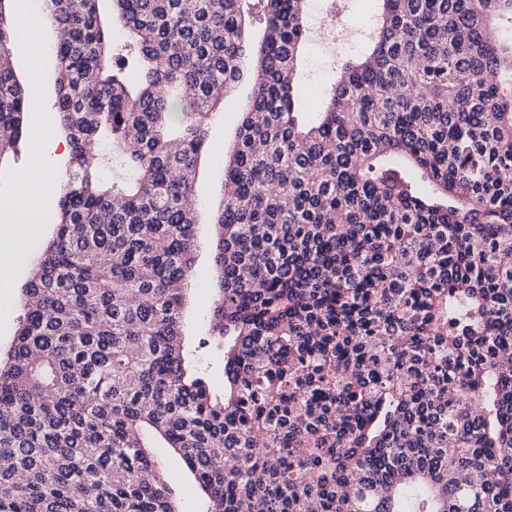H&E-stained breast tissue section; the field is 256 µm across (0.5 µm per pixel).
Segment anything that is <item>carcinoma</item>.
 Wrapping results in <instances>:
<instances>
[{
  "label": "carcinoma",
  "mask_w": 512,
  "mask_h": 512,
  "mask_svg": "<svg viewBox=\"0 0 512 512\" xmlns=\"http://www.w3.org/2000/svg\"><path fill=\"white\" fill-rule=\"evenodd\" d=\"M0 0V162L27 147ZM47 0L69 164L0 363V512H512V0H380L317 111L307 0ZM223 150L210 335L185 347L197 166ZM316 1L318 0H309L307 2V15L310 33L302 51L301 80L299 84V93L308 99H310L313 86H317L324 89L330 86L329 85L326 87H322L319 86L316 82V71L318 61L320 59H325L327 61L335 60L337 67V65L343 61L358 57L363 52L365 46L367 45L368 36L370 32V30H366V32L363 35L354 38L353 42H358L360 43L361 46L355 51L351 52L350 54L342 53L341 55L336 57L326 55L322 48L321 37L319 36L317 29L311 25L310 17L312 14L315 13L317 9L315 6V4H317ZM252 91L250 77H244L234 88L230 98L225 102L224 116L219 118L209 130V139L216 146L230 147L235 139L237 127V113L232 112L235 108H241L248 101ZM220 352V349H216L214 346L210 345V343L209 345H204L203 348H199L198 351L201 362H204L205 365H209L208 379L210 387L217 394H221L224 391L223 372L222 368L219 367L217 363V357ZM154 452L166 465L181 512H204L203 495L187 469L175 459L169 448H154Z\"/></svg>",
  "instance_id": "carcinoma-1"
}]
</instances>
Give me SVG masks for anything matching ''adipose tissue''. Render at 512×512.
Segmentation results:
<instances>
[{
    "instance_id": "ef3b65f1",
    "label": "adipose tissue",
    "mask_w": 512,
    "mask_h": 512,
    "mask_svg": "<svg viewBox=\"0 0 512 512\" xmlns=\"http://www.w3.org/2000/svg\"><path fill=\"white\" fill-rule=\"evenodd\" d=\"M54 176L34 178L32 172L17 174L15 186L0 191V292L11 293L14 271L25 247L37 234L42 219L39 199L58 188Z\"/></svg>"
}]
</instances>
